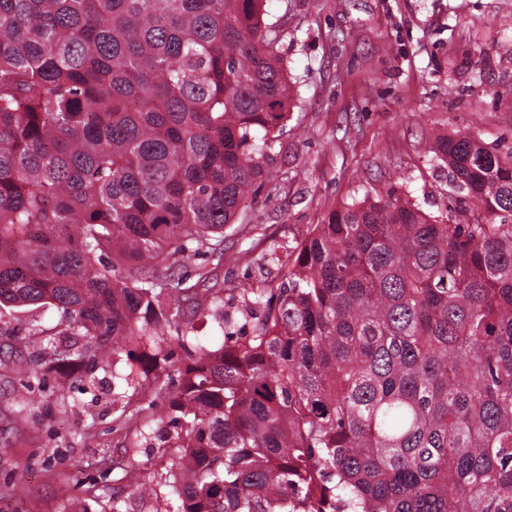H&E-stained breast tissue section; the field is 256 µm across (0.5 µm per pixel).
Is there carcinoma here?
Listing matches in <instances>:
<instances>
[{
    "label": "carcinoma",
    "mask_w": 512,
    "mask_h": 512,
    "mask_svg": "<svg viewBox=\"0 0 512 512\" xmlns=\"http://www.w3.org/2000/svg\"><path fill=\"white\" fill-rule=\"evenodd\" d=\"M267 0H0V309L53 306L91 365L133 390L179 346L172 428L130 500L163 512H512V151L436 156L477 210L438 220L392 193L339 206L244 288L251 332L172 331L224 289L240 203L270 178L294 98ZM486 213L497 221L483 223Z\"/></svg>",
    "instance_id": "1"
}]
</instances>
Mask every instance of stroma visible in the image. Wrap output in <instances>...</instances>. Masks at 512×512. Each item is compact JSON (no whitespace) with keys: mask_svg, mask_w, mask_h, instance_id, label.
<instances>
[{"mask_svg":"<svg viewBox=\"0 0 512 512\" xmlns=\"http://www.w3.org/2000/svg\"><path fill=\"white\" fill-rule=\"evenodd\" d=\"M278 52L297 96L273 178L244 201L245 237L224 242L220 287H278L270 250L294 247L337 206L388 191L443 218L465 207L434 155L439 136L469 133L512 150V0H273ZM241 296L210 309L193 332L221 344L220 318L244 329ZM66 314L0 313V327L54 337ZM141 392L45 374L31 389L0 364V512H112L127 414L174 388V365ZM72 402L62 405L61 395Z\"/></svg>","mask_w":512,"mask_h":512,"instance_id":"1","label":"stroma"}]
</instances>
